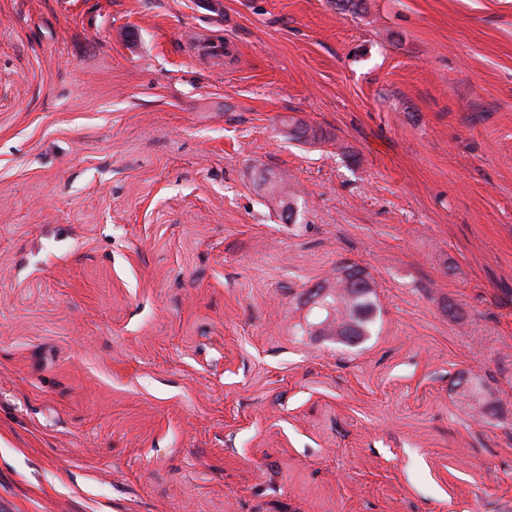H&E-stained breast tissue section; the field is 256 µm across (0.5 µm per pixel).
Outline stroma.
Listing matches in <instances>:
<instances>
[{
	"mask_svg": "<svg viewBox=\"0 0 512 512\" xmlns=\"http://www.w3.org/2000/svg\"><path fill=\"white\" fill-rule=\"evenodd\" d=\"M0 512H512V0H0ZM356 271L362 275V287H350L346 281V275ZM330 286V294L326 300L332 312L329 313V305L316 304L325 312V316L314 324L327 322L322 329V336H336L339 343L346 346L359 345L372 336L374 325L378 319L379 305L376 286L373 279L365 270L357 266H345L336 270L335 283H326ZM331 319L329 320V317Z\"/></svg>",
	"mask_w": 512,
	"mask_h": 512,
	"instance_id": "35a3bbf8",
	"label": "stroma"
}]
</instances>
